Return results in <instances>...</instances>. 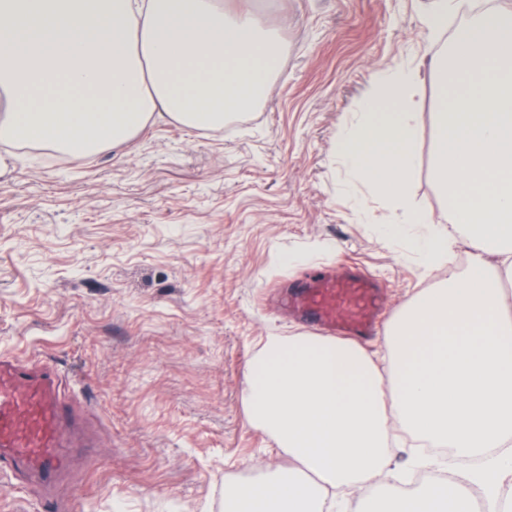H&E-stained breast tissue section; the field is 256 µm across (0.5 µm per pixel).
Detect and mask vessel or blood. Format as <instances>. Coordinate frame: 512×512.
I'll list each match as a JSON object with an SVG mask.
<instances>
[{
  "label": "vessel or blood",
  "instance_id": "obj_1",
  "mask_svg": "<svg viewBox=\"0 0 512 512\" xmlns=\"http://www.w3.org/2000/svg\"><path fill=\"white\" fill-rule=\"evenodd\" d=\"M282 302L318 331L367 334L378 314L373 281L351 273L337 279L313 270ZM78 394L58 369L41 359L0 354V477L36 483L37 512H71L80 475L75 451L93 447L76 410ZM68 485L70 497L58 489Z\"/></svg>",
  "mask_w": 512,
  "mask_h": 512
}]
</instances>
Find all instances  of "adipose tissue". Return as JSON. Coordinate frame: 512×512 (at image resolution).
I'll list each match as a JSON object with an SVG mask.
<instances>
[{
	"instance_id": "obj_1",
	"label": "adipose tissue",
	"mask_w": 512,
	"mask_h": 512,
	"mask_svg": "<svg viewBox=\"0 0 512 512\" xmlns=\"http://www.w3.org/2000/svg\"><path fill=\"white\" fill-rule=\"evenodd\" d=\"M281 52L263 15L224 0H0V143L87 156L158 121L219 129L264 97ZM430 68L460 86L433 115L431 174L468 268L389 325L391 387L356 342L267 338L245 403L293 465L225 477V512H337L347 489L380 512L395 420L482 465L399 494L392 512H471L478 493L484 512H512V4L459 27Z\"/></svg>"
}]
</instances>
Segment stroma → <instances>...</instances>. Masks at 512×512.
<instances>
[{"label":"stroma","mask_w":512,"mask_h":512,"mask_svg":"<svg viewBox=\"0 0 512 512\" xmlns=\"http://www.w3.org/2000/svg\"><path fill=\"white\" fill-rule=\"evenodd\" d=\"M263 13L283 53L266 97L225 131L158 122L91 157L12 148L0 177V352L40 357L85 389L104 442L84 448L78 512H224V478L288 469L252 426L248 364L269 336H306L279 290L315 268L378 285L383 321L424 289L389 240L387 212L349 188L336 133L375 76L417 69L419 162L408 193L453 232L431 175L440 90L428 60L448 31L421 23L431 0H229Z\"/></svg>","instance_id":"stroma-1"}]
</instances>
